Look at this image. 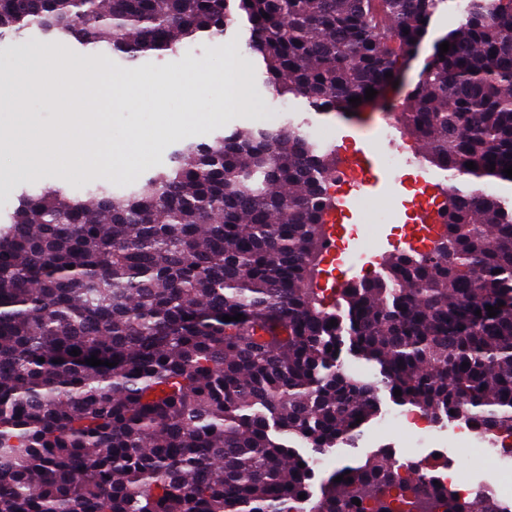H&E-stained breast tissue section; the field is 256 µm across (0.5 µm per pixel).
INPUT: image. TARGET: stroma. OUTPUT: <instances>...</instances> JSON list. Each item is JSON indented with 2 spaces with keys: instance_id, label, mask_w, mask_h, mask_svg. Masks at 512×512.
Instances as JSON below:
<instances>
[{
  "instance_id": "stroma-1",
  "label": "stroma",
  "mask_w": 512,
  "mask_h": 512,
  "mask_svg": "<svg viewBox=\"0 0 512 512\" xmlns=\"http://www.w3.org/2000/svg\"><path fill=\"white\" fill-rule=\"evenodd\" d=\"M461 21L455 0H442L432 15L428 33L415 56L401 71L397 87L389 88L378 102L370 122L353 123L334 115H325L313 110L302 97L282 98L268 86L264 68L256 63L248 48L249 32L244 22H235L224 35L218 38L201 39L191 44L175 47L162 56L129 62L118 56L72 48L74 61L84 59L98 63L112 73L116 79L135 78L149 81L153 75L163 74L173 78L201 68L212 74L213 79L197 85L191 99L174 98L163 87H155L153 110H143L128 100L121 99L112 103L110 136L112 140H124L133 132H148L154 126L167 120H186L189 113H206L222 109V119L209 122L188 123L185 130L174 133L153 148L149 157L134 173L112 172L101 174L75 170L67 166L56 152H49L47 169L19 173L20 152L16 149L0 150V224L8 223L17 198L25 191H34L44 186H68L82 190L94 184H105L122 190L135 184L139 179L154 170L169 165L172 152L182 143L201 141L210 138L213 132L232 131L237 128H249L260 124L278 125L285 119H292L303 129L317 130L325 146L338 149H361L374 144L382 153H389V142L382 135L385 114L400 105L406 93L417 83L419 75L433 54L435 43ZM54 39H45L27 34L17 38L0 40V96L22 97L21 106L5 105L0 107V131L23 130L32 126L51 132L56 129L62 112L68 111L65 101L56 102L43 99L34 93H22L21 89L11 85L10 79L17 70L26 64L27 59L21 50L25 47L40 48L44 56L40 61L46 72H53L50 56L57 47ZM233 48L246 60L243 71L230 70L224 56L225 48ZM241 84L247 96L243 99L228 98L229 85ZM391 201L381 205L372 196H364L352 201L345 213L343 227L338 237H348L350 228L369 223L373 213L381 211L387 214L386 223L378 225L372 234L369 246V258L388 253L394 249L407 248L415 228V205L407 190L406 182L393 179ZM413 440L409 429L394 426L385 434H376L373 428H366L364 435L351 445H338L335 449L336 464L365 461L382 447L388 446L403 450L411 446Z\"/></svg>"
}]
</instances>
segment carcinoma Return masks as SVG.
I'll use <instances>...</instances> for the list:
<instances>
[{
    "label": "carcinoma",
    "instance_id": "carcinoma-1",
    "mask_svg": "<svg viewBox=\"0 0 512 512\" xmlns=\"http://www.w3.org/2000/svg\"><path fill=\"white\" fill-rule=\"evenodd\" d=\"M438 3L0 0V38L34 28L137 61L242 18L278 95L366 123V89L395 81ZM446 41L398 112L459 178L441 231L331 297L336 153L292 124L187 142L128 190L19 198L0 232V512H396L408 494L412 512L490 510L400 478L385 451L315 498L298 452L354 443L383 392L512 432V0H469ZM344 353L371 371L345 373Z\"/></svg>",
    "mask_w": 512,
    "mask_h": 512
}]
</instances>
